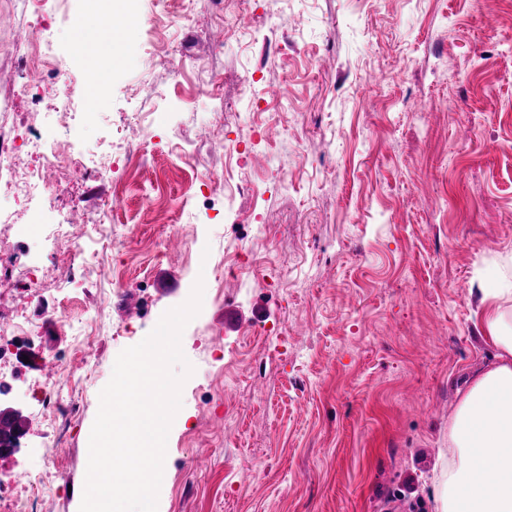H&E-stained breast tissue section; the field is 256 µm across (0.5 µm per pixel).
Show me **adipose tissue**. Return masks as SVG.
<instances>
[{"instance_id": "adipose-tissue-1", "label": "adipose tissue", "mask_w": 512, "mask_h": 512, "mask_svg": "<svg viewBox=\"0 0 512 512\" xmlns=\"http://www.w3.org/2000/svg\"><path fill=\"white\" fill-rule=\"evenodd\" d=\"M92 9L75 25L81 56L89 60L106 50L114 65L123 64L132 0H123L105 28L96 22L99 0ZM475 295L483 337L495 355L461 392L448 422L451 454L435 483V512H512V275L495 270Z\"/></svg>"}]
</instances>
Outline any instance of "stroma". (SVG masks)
<instances>
[{
	"mask_svg": "<svg viewBox=\"0 0 512 512\" xmlns=\"http://www.w3.org/2000/svg\"><path fill=\"white\" fill-rule=\"evenodd\" d=\"M90 8L47 5L54 60L81 88L71 35ZM242 13L257 25L240 29ZM136 15L126 64L99 58L102 112L60 124L46 101L37 117L52 147L91 168L137 122L135 156L96 180L51 169L31 204L43 225L81 224L77 198L109 204L129 244L85 240L83 265L0 227V250L39 269L44 300H66L74 326L94 322L85 368L82 337L46 323L20 276L0 280V311L25 309L80 407L46 422L28 375L10 377L0 415L23 438L0 469L42 465L60 490L35 512H79L117 356L200 279L158 512H433L458 393L493 355L471 290L512 252V0H136ZM181 47L191 62L175 79L163 51ZM247 74L251 96L229 98ZM204 76L215 84L201 95ZM248 135L242 191L222 175ZM244 250L250 265L225 274ZM168 278L177 291H163Z\"/></svg>",
	"mask_w": 512,
	"mask_h": 512,
	"instance_id": "obj_1",
	"label": "stroma"
}]
</instances>
